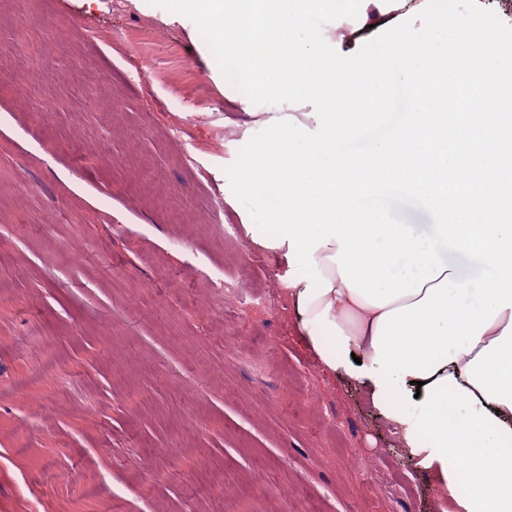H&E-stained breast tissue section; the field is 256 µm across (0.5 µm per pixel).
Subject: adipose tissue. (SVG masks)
<instances>
[{"label": "adipose tissue", "instance_id": "obj_1", "mask_svg": "<svg viewBox=\"0 0 512 512\" xmlns=\"http://www.w3.org/2000/svg\"><path fill=\"white\" fill-rule=\"evenodd\" d=\"M338 248L333 240L313 255L332 284L327 294L305 302L306 284L292 280V265L280 281L296 334L325 370L345 372L367 386L379 408L383 390L371 365L383 310L347 288L331 260ZM397 429L463 512H512L511 309L497 316L475 348L425 378L415 416Z\"/></svg>", "mask_w": 512, "mask_h": 512}]
</instances>
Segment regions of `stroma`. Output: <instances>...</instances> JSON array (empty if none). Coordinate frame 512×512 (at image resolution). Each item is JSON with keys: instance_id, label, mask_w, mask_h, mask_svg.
<instances>
[{"instance_id": "stroma-1", "label": "stroma", "mask_w": 512, "mask_h": 512, "mask_svg": "<svg viewBox=\"0 0 512 512\" xmlns=\"http://www.w3.org/2000/svg\"><path fill=\"white\" fill-rule=\"evenodd\" d=\"M2 49L0 512H436L435 474L325 371L285 295L245 322L224 305V282L253 295L285 270L224 169L289 105L241 101L193 21L148 0H6ZM42 53L67 93L46 117L12 111L13 69L47 93ZM144 172L164 199L131 201ZM202 475L236 496H200Z\"/></svg>"}]
</instances>
